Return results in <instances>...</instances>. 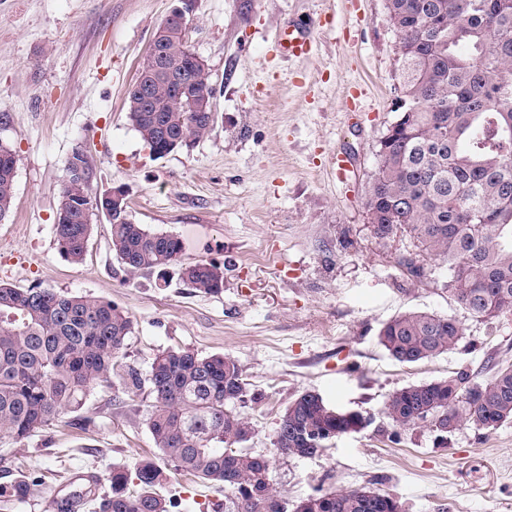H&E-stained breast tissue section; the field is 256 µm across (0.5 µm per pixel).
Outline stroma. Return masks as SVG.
Segmentation results:
<instances>
[{
    "label": "stroma",
    "instance_id": "35a3bbf8",
    "mask_svg": "<svg viewBox=\"0 0 512 512\" xmlns=\"http://www.w3.org/2000/svg\"><path fill=\"white\" fill-rule=\"evenodd\" d=\"M177 0H0V142L16 156L13 205L0 220V281L37 285L121 307L133 325L111 383L82 407L20 441L0 439V484L39 478L25 502L0 512H57L96 476L159 459L147 427L154 355L185 348L241 364L249 398L237 412L253 426L246 449L271 459L286 508L308 495L368 486L403 512H512V420L440 438L427 427L390 439L389 396L401 387L467 374L490 378L512 363V314L472 317L442 283L416 281L398 259L413 250L373 237L365 207L378 141L395 118L397 37L387 0H198L190 49L215 88L217 120L192 147L154 157L130 124L126 101L149 40ZM313 25L316 47L298 61L273 54L288 22ZM361 87L358 125L346 122ZM353 150L348 184L336 180L337 147ZM90 158V190L124 187L129 215L178 237L180 263L166 281L126 273L104 216L93 219L83 263L58 251L54 224L65 162ZM224 266V288L187 287L181 266ZM421 309L463 328L456 349L415 364L378 342L383 323ZM136 371L141 387L127 383ZM370 415L361 432L312 458L273 456L286 407L305 392ZM161 495L176 512H214L222 489L163 463Z\"/></svg>",
    "mask_w": 512,
    "mask_h": 512
}]
</instances>
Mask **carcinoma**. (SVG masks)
<instances>
[{
	"label": "carcinoma",
	"instance_id": "1",
	"mask_svg": "<svg viewBox=\"0 0 512 512\" xmlns=\"http://www.w3.org/2000/svg\"><path fill=\"white\" fill-rule=\"evenodd\" d=\"M387 8L401 81L367 191L371 232L383 243L412 239L418 252L401 257L399 266L423 279L429 261H438L448 293L474 317L512 313V0H387ZM191 105L156 96L158 115L182 133L181 149L209 132L208 115L189 111ZM127 113L151 153L173 152L158 139L153 113L137 111L132 91ZM13 157L0 143V220L13 204ZM79 162L81 178L64 166L58 208L65 218L54 225L60 254L74 264L83 261L92 232L83 205L94 202L87 154ZM107 222L127 273L163 275L179 262L178 238L129 219ZM222 270L202 259L181 268V278L218 293ZM131 332L130 317L108 300L0 283V436L24 439L80 407L93 385L111 382ZM461 338L454 318L418 310L396 315L378 332L380 345L402 364L446 354ZM468 380L462 374L402 387L390 395L387 417L398 429L424 424L437 431L450 420L490 430L512 419V365L460 390ZM149 383L147 425L163 460L224 487V512H284L274 499L271 461L240 447L254 428L235 411L247 395L238 360L167 349L155 355ZM330 409L315 392L299 395L276 424L274 451L313 457L360 431L361 419L338 422ZM162 476L156 462L141 461L112 470L111 493L97 497L92 479L72 497L97 502V512H172L178 503L157 492ZM36 487L20 476L0 485V498L22 501ZM294 512H401V505L363 486L309 495Z\"/></svg>",
	"mask_w": 512,
	"mask_h": 512
}]
</instances>
